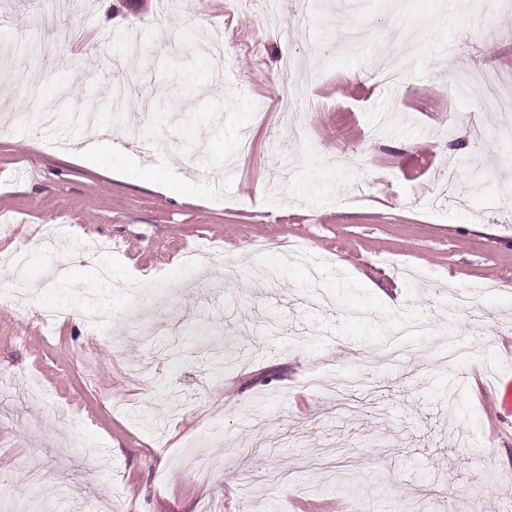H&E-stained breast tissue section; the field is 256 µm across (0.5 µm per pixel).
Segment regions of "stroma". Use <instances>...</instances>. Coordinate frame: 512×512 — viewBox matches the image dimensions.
Masks as SVG:
<instances>
[{
    "instance_id": "1",
    "label": "stroma",
    "mask_w": 512,
    "mask_h": 512,
    "mask_svg": "<svg viewBox=\"0 0 512 512\" xmlns=\"http://www.w3.org/2000/svg\"><path fill=\"white\" fill-rule=\"evenodd\" d=\"M225 2L0 0L1 45H58L0 63L25 117L0 128V278L19 254L37 284L0 304V482L45 474L58 512H512V412L481 399L512 385V141L475 135L512 103L453 90L512 76V7ZM92 108L122 175L81 161ZM455 82L458 86H464L476 82H482L495 86L499 92L511 99L512 77H505L491 68L464 70L456 75ZM140 173L143 184L154 190L171 194L177 189L175 181L171 180L162 169L145 166L140 170Z\"/></svg>"
}]
</instances>
